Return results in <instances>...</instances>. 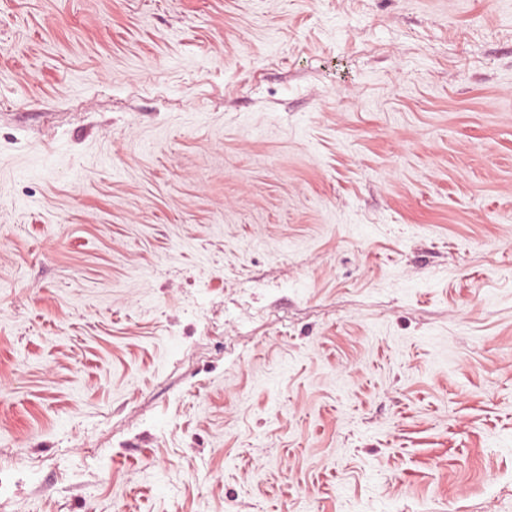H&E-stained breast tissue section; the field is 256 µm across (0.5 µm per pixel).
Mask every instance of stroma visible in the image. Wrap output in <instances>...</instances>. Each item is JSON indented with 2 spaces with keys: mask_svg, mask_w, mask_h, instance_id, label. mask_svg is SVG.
Returning <instances> with one entry per match:
<instances>
[{
  "mask_svg": "<svg viewBox=\"0 0 512 512\" xmlns=\"http://www.w3.org/2000/svg\"><path fill=\"white\" fill-rule=\"evenodd\" d=\"M0 512H512V0H0Z\"/></svg>",
  "mask_w": 512,
  "mask_h": 512,
  "instance_id": "stroma-1",
  "label": "stroma"
}]
</instances>
